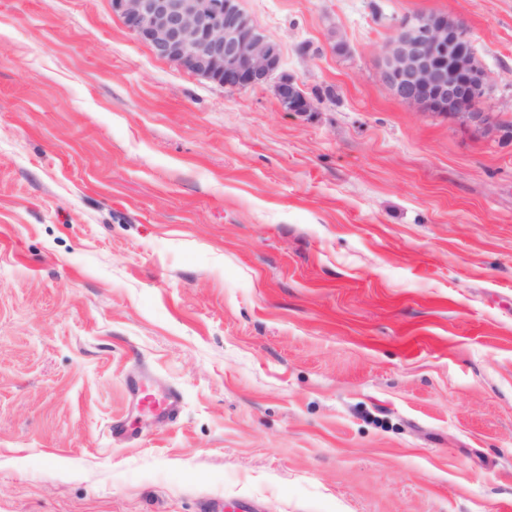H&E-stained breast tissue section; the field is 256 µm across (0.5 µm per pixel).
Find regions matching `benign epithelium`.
I'll list each match as a JSON object with an SVG mask.
<instances>
[{
	"label": "benign epithelium",
	"mask_w": 512,
	"mask_h": 512,
	"mask_svg": "<svg viewBox=\"0 0 512 512\" xmlns=\"http://www.w3.org/2000/svg\"><path fill=\"white\" fill-rule=\"evenodd\" d=\"M126 29L160 59L222 87L269 86L285 112H315L298 81L284 71L279 44L240 0H112ZM380 78L402 102L446 114L483 133L489 113L487 73L465 24L445 15L406 17L387 42Z\"/></svg>",
	"instance_id": "obj_1"
}]
</instances>
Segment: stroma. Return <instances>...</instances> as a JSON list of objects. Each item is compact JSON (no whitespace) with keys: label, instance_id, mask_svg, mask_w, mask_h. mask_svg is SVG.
<instances>
[{"label":"stroma","instance_id":"stroma-1","mask_svg":"<svg viewBox=\"0 0 512 512\" xmlns=\"http://www.w3.org/2000/svg\"><path fill=\"white\" fill-rule=\"evenodd\" d=\"M241 4L317 111L0 0V512H512V141L378 68L459 18L512 124V0ZM127 391L143 413L173 417L181 406V399L177 392L170 391L167 394L158 395L143 377H132L127 382Z\"/></svg>","mask_w":512,"mask_h":512}]
</instances>
